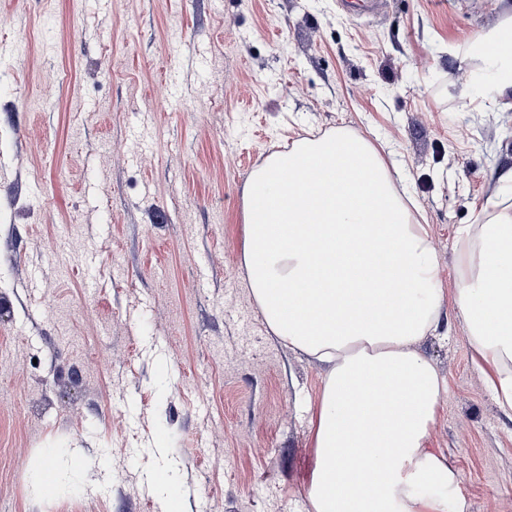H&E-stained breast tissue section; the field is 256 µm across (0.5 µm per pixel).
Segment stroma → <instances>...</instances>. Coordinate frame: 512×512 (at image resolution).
Here are the masks:
<instances>
[{
	"instance_id": "obj_1",
	"label": "stroma",
	"mask_w": 512,
	"mask_h": 512,
	"mask_svg": "<svg viewBox=\"0 0 512 512\" xmlns=\"http://www.w3.org/2000/svg\"><path fill=\"white\" fill-rule=\"evenodd\" d=\"M372 1L0 0V512H161V470L183 512H312L325 369L268 327L242 209L267 157L336 130L433 249L426 446L458 484L417 494L512 512V414L454 302L459 230L512 187V101L479 79L505 8ZM57 454V448L49 444L41 449V464L37 469V480L41 491L46 495H55L60 490L51 461Z\"/></svg>"
}]
</instances>
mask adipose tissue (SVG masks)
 <instances>
[{"instance_id": "ef3b65f1", "label": "adipose tissue", "mask_w": 512, "mask_h": 512, "mask_svg": "<svg viewBox=\"0 0 512 512\" xmlns=\"http://www.w3.org/2000/svg\"><path fill=\"white\" fill-rule=\"evenodd\" d=\"M243 261L281 340L325 364L313 416V512H445L416 487L453 486L426 438L444 389L416 348L442 292L415 223L373 146L305 139L251 176ZM455 303L492 387L512 412V206L495 204L479 236L460 232Z\"/></svg>"}]
</instances>
